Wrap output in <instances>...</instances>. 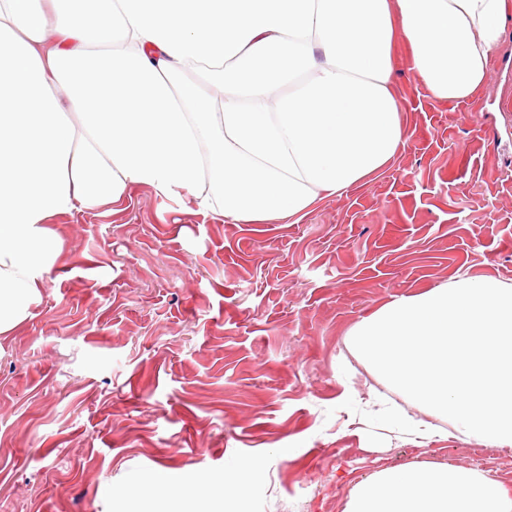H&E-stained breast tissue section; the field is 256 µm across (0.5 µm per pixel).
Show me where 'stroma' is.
<instances>
[{"mask_svg":"<svg viewBox=\"0 0 512 512\" xmlns=\"http://www.w3.org/2000/svg\"><path fill=\"white\" fill-rule=\"evenodd\" d=\"M395 89L406 148L298 223H227L141 185L53 218L40 300L0 335V512H156V473L220 484L246 457L264 480L234 512H343L376 439L381 463L475 467L512 491V450L360 423L349 404L379 381L343 365L350 329L393 299L512 284V20L473 102L428 99L402 51ZM135 476L142 498L107 502Z\"/></svg>","mask_w":512,"mask_h":512,"instance_id":"1","label":"stroma"}]
</instances>
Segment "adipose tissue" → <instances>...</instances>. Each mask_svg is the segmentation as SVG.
<instances>
[{"label":"adipose tissue","instance_id":"adipose-tissue-1","mask_svg":"<svg viewBox=\"0 0 512 512\" xmlns=\"http://www.w3.org/2000/svg\"><path fill=\"white\" fill-rule=\"evenodd\" d=\"M511 18L512 0H0V335L62 250L50 218L142 185L233 223L300 221L405 145L397 41L428 97L468 102ZM347 348L384 386L356 402L361 419L420 447H512V285L463 276L392 300ZM172 487L163 512L227 495ZM344 512H512V492L415 462L359 480Z\"/></svg>","mask_w":512,"mask_h":512}]
</instances>
